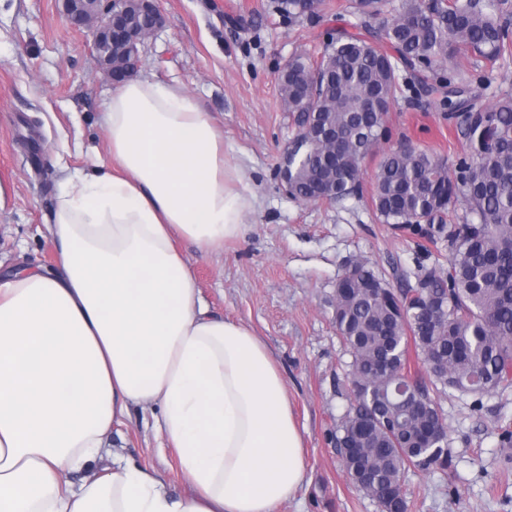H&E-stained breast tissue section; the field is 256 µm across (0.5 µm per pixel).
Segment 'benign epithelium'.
Returning <instances> with one entry per match:
<instances>
[{
  "label": "benign epithelium",
  "mask_w": 512,
  "mask_h": 512,
  "mask_svg": "<svg viewBox=\"0 0 512 512\" xmlns=\"http://www.w3.org/2000/svg\"><path fill=\"white\" fill-rule=\"evenodd\" d=\"M63 6L73 26L93 32V56L112 83L138 72L144 41L163 25L157 0H63ZM133 8L148 19L146 26L135 27L128 21Z\"/></svg>",
  "instance_id": "obj_1"
}]
</instances>
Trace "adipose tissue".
I'll use <instances>...</instances> for the list:
<instances>
[{
    "instance_id": "1",
    "label": "adipose tissue",
    "mask_w": 512,
    "mask_h": 512,
    "mask_svg": "<svg viewBox=\"0 0 512 512\" xmlns=\"http://www.w3.org/2000/svg\"><path fill=\"white\" fill-rule=\"evenodd\" d=\"M108 153L65 174L53 268L0 276V512H277L301 487L304 440L266 343L208 316L175 243L223 249L254 197L180 84L118 85ZM160 409L187 488L107 454L133 405Z\"/></svg>"
}]
</instances>
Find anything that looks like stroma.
<instances>
[{
	"mask_svg": "<svg viewBox=\"0 0 512 512\" xmlns=\"http://www.w3.org/2000/svg\"><path fill=\"white\" fill-rule=\"evenodd\" d=\"M355 0H324L317 18L284 20L271 0H159L164 25L143 48L141 75L183 83L224 133V154L256 196L243 237L206 253L181 240L211 315L249 326L269 346L306 449V476L279 512H379L349 480L336 448L348 401V355L330 299L353 261L369 262L393 288L446 265L448 246L379 223L369 198L339 204L287 196L277 165L292 136L278 75L314 54L336 29L358 23ZM112 95L92 54V35L69 23L62 0H0V270L54 266L49 224L60 164L88 167L107 150L101 117ZM389 148L411 143L452 158L463 142L439 95L398 100L387 117ZM448 427L447 472L409 469L410 512H512V453L499 433L512 425V388L483 397L437 394ZM151 409L131 407L111 447L154 468L169 493L185 482Z\"/></svg>",
	"mask_w": 512,
	"mask_h": 512,
	"instance_id": "stroma-1",
	"label": "stroma"
}]
</instances>
